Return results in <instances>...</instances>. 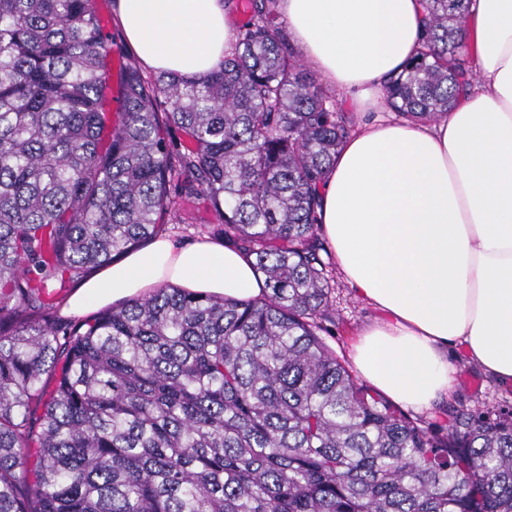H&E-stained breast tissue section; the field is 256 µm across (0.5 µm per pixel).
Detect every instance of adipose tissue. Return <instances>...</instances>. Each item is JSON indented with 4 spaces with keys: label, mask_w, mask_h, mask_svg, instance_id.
<instances>
[{
    "label": "adipose tissue",
    "mask_w": 512,
    "mask_h": 512,
    "mask_svg": "<svg viewBox=\"0 0 512 512\" xmlns=\"http://www.w3.org/2000/svg\"><path fill=\"white\" fill-rule=\"evenodd\" d=\"M279 10L323 80L380 110L382 87L417 53L425 24L423 0H279ZM117 19L155 72L203 76L236 41L224 0H118ZM465 42L479 85L440 122L363 124L320 188V233L338 272L381 314L355 343V365L416 408L451 392L457 345L512 382V0H475ZM166 283L243 300L266 292L244 251L159 237L82 283L64 311L84 315Z\"/></svg>",
    "instance_id": "1"
}]
</instances>
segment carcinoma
Masks as SVG:
<instances>
[{"label": "carcinoma", "mask_w": 512, "mask_h": 512, "mask_svg": "<svg viewBox=\"0 0 512 512\" xmlns=\"http://www.w3.org/2000/svg\"><path fill=\"white\" fill-rule=\"evenodd\" d=\"M241 2L215 69L122 64L113 111L97 0H0V512H512L511 405L450 406L432 429L321 337L319 187L351 125L275 0ZM473 2L424 0L393 111L440 120L474 80L459 59ZM164 124L266 295L165 285L69 329L21 319L162 230Z\"/></svg>", "instance_id": "cac0c4a2"}]
</instances>
